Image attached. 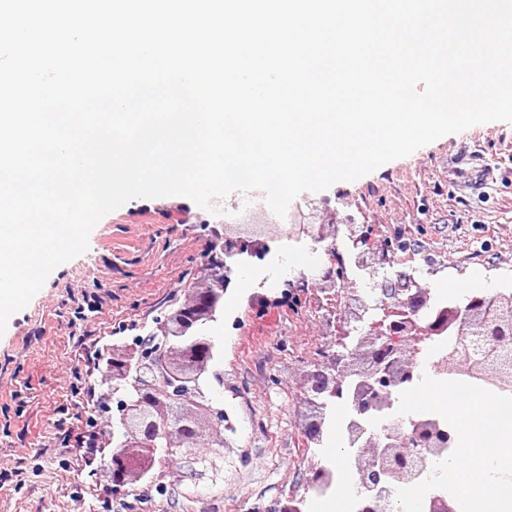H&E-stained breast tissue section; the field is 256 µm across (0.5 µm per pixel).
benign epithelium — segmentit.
<instances>
[{"label": "benign epithelium", "instance_id": "obj_1", "mask_svg": "<svg viewBox=\"0 0 512 512\" xmlns=\"http://www.w3.org/2000/svg\"><path fill=\"white\" fill-rule=\"evenodd\" d=\"M348 228L356 266L374 277L372 230L358 232L351 224ZM338 232L335 224L299 227V234L331 259L320 280L343 282L355 302L338 317L337 350L307 374L311 417L304 432L312 443L320 439L328 404L336 400L348 405L346 433L357 473L356 512H383L385 500L396 489L426 479L415 461L419 449L442 456L457 441L455 433L431 417L412 422L409 438L399 427L373 426L392 409L393 388L409 386L417 377L418 344L427 336L467 334L469 341L448 348L447 356L436 362V371L512 390V298L479 296L474 299L476 313L467 317L453 306H428L427 289L419 287L396 288L391 301L371 305L358 294L346 267L336 263L329 239ZM269 241L227 225L213 229L203 252L207 286L193 290L171 315L156 319V331L112 350L105 378L108 388L98 419L92 421L94 434L119 448L112 455V496L125 495V486L136 482L162 491L168 477L185 480L173 464L188 453L212 472L219 471L214 453L224 447V409L212 404L205 386L211 380L221 382L223 376L213 369L216 346L201 325L216 318L236 272L272 251ZM423 507L426 512H455L439 494L431 495Z\"/></svg>", "mask_w": 512, "mask_h": 512}]
</instances>
